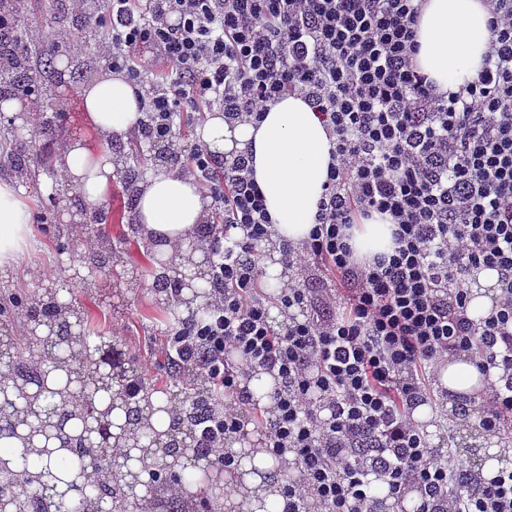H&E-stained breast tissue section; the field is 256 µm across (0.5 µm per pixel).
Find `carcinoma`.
Here are the masks:
<instances>
[{
    "label": "carcinoma",
    "instance_id": "1",
    "mask_svg": "<svg viewBox=\"0 0 512 512\" xmlns=\"http://www.w3.org/2000/svg\"><path fill=\"white\" fill-rule=\"evenodd\" d=\"M41 24L48 29V40L41 45L27 41L26 31L11 23L8 35L0 37V97L17 93L32 92L41 87L46 69L51 67L57 43L61 35L77 24V19L54 6L39 15ZM141 137L129 144V151H119V166L123 175V189L134 198L138 192L141 173L139 171ZM10 172L18 181L36 188L38 185L35 164L29 145L16 140L5 154L0 156V170ZM86 261L95 266L117 267L124 263L122 247L112 242V236L106 234L100 238V247L86 257ZM156 283L155 292L164 300V304L173 310V315L185 323L205 317L207 298L187 310L182 315V302L176 282L170 278L165 268L152 269ZM47 320L60 326L80 321L85 325L89 319V310L83 308L77 312L58 306L51 293L29 296L25 293L5 288L0 290V325L6 324L5 336L9 343L5 345L4 358L10 363V372L5 383L16 390L29 388L41 373L44 359L56 358L61 370H78L86 379L97 376V363L86 346L93 343V337L85 333L81 336L83 346L74 350L57 348L44 349L32 337H17L9 333V328H26L35 320ZM163 393L166 396L169 418L164 436L157 437L151 415L145 408L146 398H135L127 389L117 392L120 400L126 401L130 417L127 443L138 448L141 458L138 469L131 473L109 474L103 470L88 467L94 457L105 455L119 456L123 447L111 442L110 417L105 412L98 413L99 439L92 445L71 441L65 452L50 455L42 448L26 449L24 457H19L17 449L12 447L14 438L13 423L24 418L6 407L0 409V462L10 461L12 467L0 469V504L5 508H18L20 512H100V508L110 506L112 512H126V501L130 499L129 484L140 482L148 492L137 497L133 504L134 512H221L224 504L221 494L206 486L204 475L191 470L181 472V477L173 478L170 462L174 454L181 449L183 435H192L193 443H199L195 435V424L203 418L212 400V387L201 373L183 369L169 372V382ZM56 419L63 427L71 426L73 416L82 413L94 414L92 406L79 402L62 390L54 394ZM86 467L83 473L85 485L80 491H73L64 501L47 496L43 484L49 477L60 482L67 481L71 474Z\"/></svg>",
    "mask_w": 512,
    "mask_h": 512
}]
</instances>
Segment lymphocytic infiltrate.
Wrapping results in <instances>:
<instances>
[{
  "label": "lymphocytic infiltrate",
  "mask_w": 512,
  "mask_h": 512,
  "mask_svg": "<svg viewBox=\"0 0 512 512\" xmlns=\"http://www.w3.org/2000/svg\"><path fill=\"white\" fill-rule=\"evenodd\" d=\"M426 0H105L112 69L139 87L140 135L192 176L224 229L205 319L170 339V361L216 389L205 456L225 468L245 426L261 451L296 473L282 512H512V469L479 483L473 466L428 443L416 406L435 403L449 358L484 381L463 413L512 437V0H483L491 37L477 78L440 90L416 63ZM301 96L334 138L333 163L307 239L277 245L283 266L321 268L318 295L289 283L274 302L258 288L259 249L273 222L252 180L253 156L186 148L173 128L184 101L219 107L228 124L260 123ZM389 215L391 252L360 262L359 219ZM497 270L487 316L468 313L470 275ZM283 314L270 319V306ZM277 382L259 408L247 381Z\"/></svg>",
  "instance_id": "1"
}]
</instances>
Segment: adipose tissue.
Listing matches in <instances>:
<instances>
[{"mask_svg": "<svg viewBox=\"0 0 512 512\" xmlns=\"http://www.w3.org/2000/svg\"><path fill=\"white\" fill-rule=\"evenodd\" d=\"M489 37V16L479 0H428L418 29V64L443 87L466 86L481 68ZM80 99L88 133L66 140L57 164L84 202L97 207L109 199L118 161L112 151L96 145V138L126 136L144 114L135 87L119 75L85 85ZM196 136L219 156L252 150L254 178L273 218L276 239L297 244L308 236L333 144L327 126L303 98H282L256 125L231 126L223 113H210ZM207 214L208 201L194 178L162 165L148 172L136 197V221L157 259L173 257ZM31 222L20 192L0 181V270L16 269L31 251ZM391 229L390 221L378 217L356 225L353 245L358 255L390 251Z\"/></svg>", "mask_w": 512, "mask_h": 512, "instance_id": "ef3b65f1", "label": "adipose tissue"}]
</instances>
